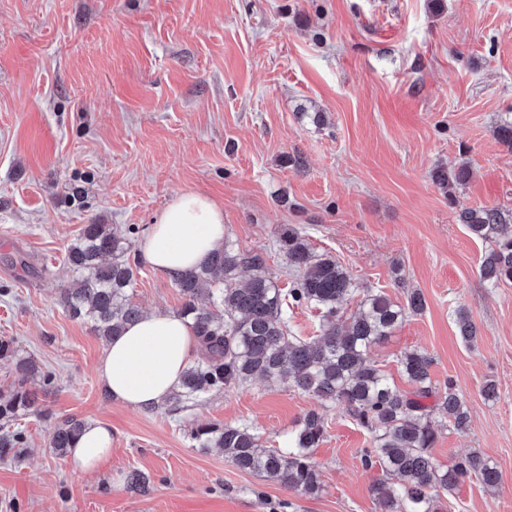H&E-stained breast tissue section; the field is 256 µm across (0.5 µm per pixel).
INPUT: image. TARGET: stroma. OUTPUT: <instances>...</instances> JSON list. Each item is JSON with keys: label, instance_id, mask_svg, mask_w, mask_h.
<instances>
[{"label": "stroma", "instance_id": "obj_1", "mask_svg": "<svg viewBox=\"0 0 512 512\" xmlns=\"http://www.w3.org/2000/svg\"><path fill=\"white\" fill-rule=\"evenodd\" d=\"M512 0H0V339L54 372L41 412L22 416L28 445L0 461V512H376L360 451L371 436L342 408L323 410L308 496L239 471L191 428L248 424L285 449L312 397L260 379L183 403L134 410L97 377L105 346L70 317L60 290L68 245L86 224L147 230L178 192L224 208L227 237L263 252L287 287L277 245L301 227L314 255L360 287L423 313L373 348L399 390L398 358L434 359L436 387L454 381L471 427L441 426L445 465L479 451L496 489L463 482L435 512H512V282L479 275L485 242L461 209L496 208L512 224ZM469 178L447 196L442 169ZM142 311H179L168 276L139 265ZM470 313L479 340L458 335ZM493 382L498 396L485 400ZM112 429V456L93 475L48 448L60 419ZM150 475L147 492L126 485Z\"/></svg>", "mask_w": 512, "mask_h": 512}]
</instances>
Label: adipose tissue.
<instances>
[{
    "mask_svg": "<svg viewBox=\"0 0 512 512\" xmlns=\"http://www.w3.org/2000/svg\"><path fill=\"white\" fill-rule=\"evenodd\" d=\"M224 209L193 191L174 195L150 225L139 257L166 274L192 268L224 246ZM198 350L190 325L178 314L153 312L126 326L102 351L97 375L106 394L140 409L162 403L180 383ZM112 455V429L88 423L71 449L73 469L93 472Z\"/></svg>",
    "mask_w": 512,
    "mask_h": 512,
    "instance_id": "1",
    "label": "adipose tissue"
}]
</instances>
